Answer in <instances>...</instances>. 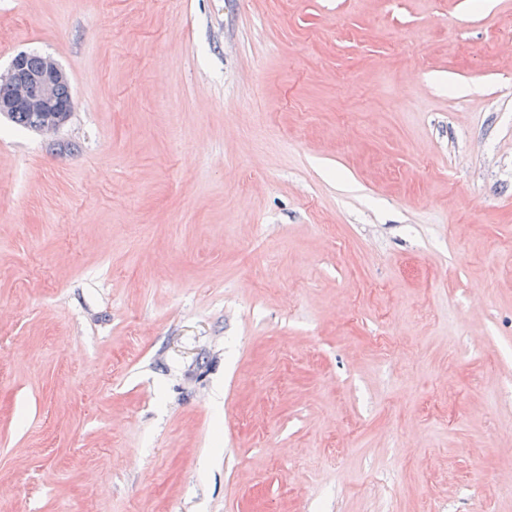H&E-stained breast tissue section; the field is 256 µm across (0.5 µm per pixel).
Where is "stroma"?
I'll list each match as a JSON object with an SVG mask.
<instances>
[{
	"label": "stroma",
	"instance_id": "obj_1",
	"mask_svg": "<svg viewBox=\"0 0 512 512\" xmlns=\"http://www.w3.org/2000/svg\"><path fill=\"white\" fill-rule=\"evenodd\" d=\"M512 0H0V512H512ZM28 57L29 52H20L5 71H0V85L10 90L8 95V90L0 87V95H8L0 97V114L7 116L12 112L9 119L19 127L36 129L44 135L53 134L69 120L72 112L71 103L62 104L58 100H69V84L59 88L57 98L58 86L68 83L69 79L53 58L40 56L38 66L39 55L32 53L29 67Z\"/></svg>",
	"mask_w": 512,
	"mask_h": 512
}]
</instances>
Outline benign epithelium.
<instances>
[{"mask_svg": "<svg viewBox=\"0 0 512 512\" xmlns=\"http://www.w3.org/2000/svg\"><path fill=\"white\" fill-rule=\"evenodd\" d=\"M29 53L16 54L9 67L0 71V85L10 93L0 97V114L41 112L44 119L36 131L48 135L60 130L69 120L72 104H62L57 98L59 85L69 82L60 65L49 56L40 57L36 68L28 66Z\"/></svg>", "mask_w": 512, "mask_h": 512, "instance_id": "benign-epithelium-1", "label": "benign epithelium"}]
</instances>
